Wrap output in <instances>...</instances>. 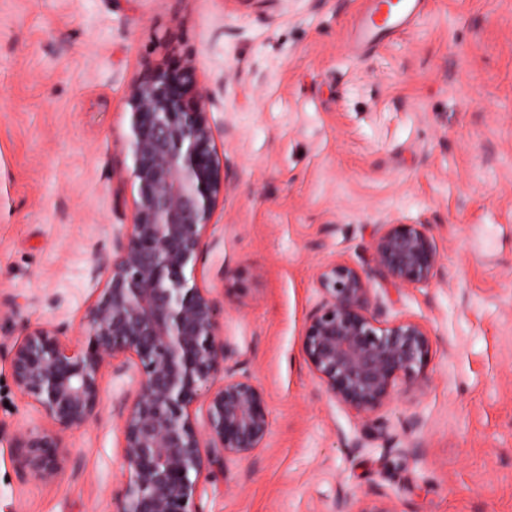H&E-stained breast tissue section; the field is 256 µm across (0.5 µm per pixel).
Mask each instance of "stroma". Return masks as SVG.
<instances>
[{
    "instance_id": "obj_1",
    "label": "stroma",
    "mask_w": 512,
    "mask_h": 512,
    "mask_svg": "<svg viewBox=\"0 0 512 512\" xmlns=\"http://www.w3.org/2000/svg\"><path fill=\"white\" fill-rule=\"evenodd\" d=\"M366 2L0 0V512L115 508L136 370H104L96 418L64 433L63 470L43 483L16 441L45 419L2 348L37 327L81 336L106 282L96 258L133 217L129 91L187 62L227 184L196 277L270 422L262 448L203 475L204 512L385 496L395 512H512V0H426L360 49ZM389 221L428 226L440 273L370 286L432 351L361 415L325 393L302 334L320 268H369Z\"/></svg>"
}]
</instances>
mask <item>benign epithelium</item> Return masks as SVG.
Wrapping results in <instances>:
<instances>
[{"label":"benign epithelium","instance_id":"1","mask_svg":"<svg viewBox=\"0 0 512 512\" xmlns=\"http://www.w3.org/2000/svg\"><path fill=\"white\" fill-rule=\"evenodd\" d=\"M192 66L156 69L136 83L127 104L123 146L132 159L133 219L101 255L96 271L105 288L73 344L36 328L8 349L18 391L34 402L50 427L18 440L20 469L49 483L61 470L60 433L98 413L103 370L135 367L139 387L120 407L122 476L116 512H203L199 481L214 462L246 457L269 433L264 392L226 373L231 350L218 335L217 309L194 271L205 233L226 189L206 99L194 92ZM372 266L331 262L317 277L322 299L308 317L302 354L325 392L350 410L384 407L401 384L424 373L432 339L421 323L379 325L370 278L418 287L437 277L440 256L425 224L388 222L372 244ZM223 384L211 389L217 377ZM206 404V432L194 406ZM336 512H395L387 499Z\"/></svg>","mask_w":512,"mask_h":512}]
</instances>
